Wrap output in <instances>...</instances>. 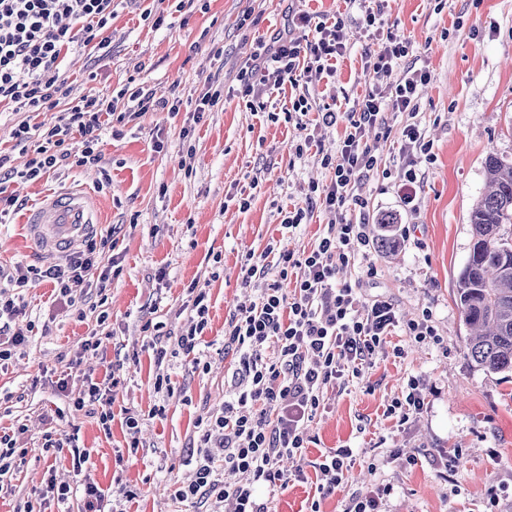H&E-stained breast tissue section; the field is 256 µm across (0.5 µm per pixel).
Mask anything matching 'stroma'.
<instances>
[{
	"label": "stroma",
	"instance_id": "1",
	"mask_svg": "<svg viewBox=\"0 0 512 512\" xmlns=\"http://www.w3.org/2000/svg\"><path fill=\"white\" fill-rule=\"evenodd\" d=\"M384 27L406 38L407 63L426 67L431 81L417 102V119L432 144V163H421L413 209L396 193L405 166L394 140H375V152L389 177L370 176L361 193L368 200L370 238L376 220L393 214L401 227L400 248L389 256L370 246L374 277L358 268L342 277L359 282L364 297L383 295L396 303L401 326L394 329L363 377L328 389L325 409L310 426L313 441L306 461L326 448H349L355 463L324 512H343L349 500L378 486L391 493L383 512H512V372L489 373L466 355L467 328L456 303L457 280L470 250L469 213L484 189L489 152L512 156V0H374ZM164 16L153 26L144 10ZM342 16L346 52L333 74L310 73L302 84L312 106L305 128L283 119L296 95L291 86L260 93L257 103L242 97L237 75L258 43H271L290 14ZM111 50L98 59L69 53L63 68L78 101L94 91L109 96L122 88L180 97L178 113L127 115L104 126L102 164L111 181L97 188L96 170L66 168L36 181L18 177L5 183L17 209L0 223V270H33L26 286L10 295L23 306L10 323L24 345L0 362V431L28 450L19 473L0 490V512H27L47 478L70 485L63 503L45 512H80L85 480L112 494L136 492L130 512H204L203 504L172 498L174 485L189 481L185 459L200 416L224 404V383L235 367L224 348V329L240 306L257 297L242 287L239 261L244 252L267 246L311 250L326 229L327 215L314 209L296 230L281 225L285 211L304 206L310 183H329L323 155L335 153L343 127L318 126L330 106L350 110L368 84L367 53L380 40L367 32L354 0H210L208 12L190 0H116ZM221 97L201 122L195 101L208 91ZM279 113L278 122L268 113ZM54 123L56 112L0 114V153L21 171L34 158L37 141L17 146L16 124ZM163 150H156V141ZM94 187L103 221L94 234L100 268L117 265L104 294L95 289L74 305L57 300L51 283L37 270L52 264L40 254L24 222L29 209L59 189ZM250 200L240 210L237 196ZM208 290V326L199 353L207 370L178 352L177 339L192 315L193 286ZM431 310L437 342H415L406 321ZM166 336L173 358L155 367L149 348ZM96 336L94 356L74 365L83 340ZM114 374L110 431L96 416L72 411L68 401L86 379ZM167 375L170 391L156 393L157 374ZM421 377L426 404L405 424L385 417L388 405L405 390L410 376ZM67 377V395L56 381ZM161 414H153V407ZM140 417L139 448L128 455L127 412ZM55 431L86 449L88 461L74 469L69 452L42 450L46 432ZM417 463H409V456Z\"/></svg>",
	"mask_w": 512,
	"mask_h": 512
}]
</instances>
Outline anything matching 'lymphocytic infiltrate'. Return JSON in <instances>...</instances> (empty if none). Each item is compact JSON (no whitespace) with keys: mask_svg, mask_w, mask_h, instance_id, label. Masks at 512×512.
Listing matches in <instances>:
<instances>
[{"mask_svg":"<svg viewBox=\"0 0 512 512\" xmlns=\"http://www.w3.org/2000/svg\"><path fill=\"white\" fill-rule=\"evenodd\" d=\"M112 2L0 0V109L26 113L57 108L70 94L62 67L66 55L77 48L109 50ZM344 28L340 17L316 22L309 14H298L288 34L260 44L251 64L241 68L242 95L254 94L259 83L298 89L305 66L332 71L333 60L346 50ZM409 49L408 41L387 33L381 49L366 60L368 86L351 111L328 107L318 114L323 127H345L335 154L321 159L334 175L329 184H309L305 206L282 221L285 229L294 230L307 222L313 208H322L329 221L317 245L301 253L280 251L273 262L251 250L242 255L240 284L258 287L259 295L233 313L224 331V346L237 359L229 394L221 409L198 419L190 457L194 476L174 487L175 500H203L207 512H271L280 490L308 480L298 459L312 441L309 426L325 392L361 378L397 326L393 301L379 295L362 298L338 276L355 265L369 244L362 217L368 202L358 187L381 162L368 132L376 131L382 139L397 137L406 162L397 194L405 206L416 199L417 165L431 157V144L414 120L419 90L431 74L403 66ZM116 110V98L91 93L67 108L65 122L34 126L20 121L13 137L20 144L39 138L36 156L17 172L8 169L7 156L0 154V169L7 177L35 181L61 167L99 164L100 132ZM392 112L407 117L400 130L388 122ZM96 267L89 243L46 267L41 276L53 283L58 297L69 299L91 285L105 291L108 275ZM288 279L294 287L287 294L282 283ZM352 458V449L331 448L314 462L315 492L308 512H322L323 500L341 484ZM290 459L296 462L294 469L284 470L283 462ZM228 471L238 474L237 482L225 483Z\"/></svg>","mask_w":512,"mask_h":512,"instance_id":"f902f5d3","label":"lymphocytic infiltrate"}]
</instances>
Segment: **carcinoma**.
Returning <instances> with one entry per match:
<instances>
[{
	"label": "carcinoma",
	"mask_w": 512,
	"mask_h": 512,
	"mask_svg": "<svg viewBox=\"0 0 512 512\" xmlns=\"http://www.w3.org/2000/svg\"><path fill=\"white\" fill-rule=\"evenodd\" d=\"M486 191L469 214L470 255L460 272L457 305L470 331L467 356L489 373L512 371V156L495 152L484 162ZM392 215L377 218L380 247L396 249Z\"/></svg>",
	"instance_id": "obj_1"
}]
</instances>
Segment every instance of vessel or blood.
Here are the masks:
<instances>
[{
    "mask_svg": "<svg viewBox=\"0 0 512 512\" xmlns=\"http://www.w3.org/2000/svg\"><path fill=\"white\" fill-rule=\"evenodd\" d=\"M25 222L42 252L62 256L93 233L100 222L99 206L86 193H51L27 213Z\"/></svg>",
    "mask_w": 512,
    "mask_h": 512,
    "instance_id": "1",
    "label": "vessel or blood"
}]
</instances>
